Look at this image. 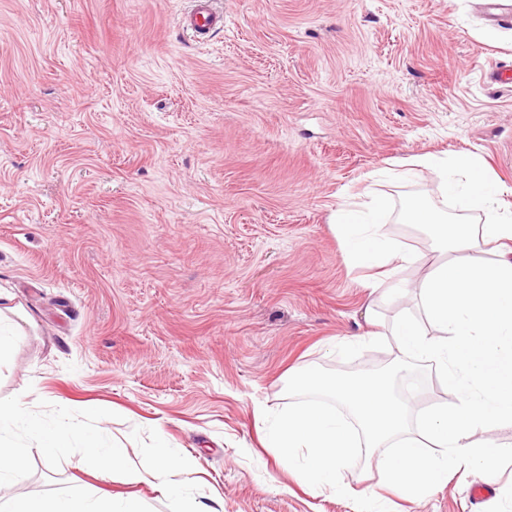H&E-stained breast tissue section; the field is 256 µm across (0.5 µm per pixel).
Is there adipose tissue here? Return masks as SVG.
<instances>
[{"label": "adipose tissue", "instance_id": "1", "mask_svg": "<svg viewBox=\"0 0 512 512\" xmlns=\"http://www.w3.org/2000/svg\"><path fill=\"white\" fill-rule=\"evenodd\" d=\"M402 165L431 170L461 210L483 216L482 223L470 224L423 200L408 201L405 223L434 227L437 248L453 257L419 282L425 322L401 311L389 332L370 335L389 342L400 356L429 360L437 379L448 386L449 400L416 413L396 396L388 373L349 380L317 371L295 377L297 386L328 400L289 407L265 441L302 484L335 487L341 470L380 448L387 451L386 484L405 497L442 484L465 463L478 465L486 480L496 476L502 451L475 434L512 423V209L501 200L506 188L485 176L472 154L445 162L414 157ZM384 211V201L373 198L360 209L336 213L332 222L349 262L367 272L364 287L386 281L392 291L403 292L407 284L398 279V270L415 257L383 239ZM488 250L495 260H479ZM12 301L0 290V359L33 322Z\"/></svg>", "mask_w": 512, "mask_h": 512}]
</instances>
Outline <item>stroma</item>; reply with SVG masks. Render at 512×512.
<instances>
[{
    "label": "stroma",
    "instance_id": "35a3bbf8",
    "mask_svg": "<svg viewBox=\"0 0 512 512\" xmlns=\"http://www.w3.org/2000/svg\"><path fill=\"white\" fill-rule=\"evenodd\" d=\"M485 0H220L224 28L189 36L190 0H0V289L33 317L0 362V398L104 408L102 432L153 429L191 458L199 497L224 512H512V424L494 482L469 467L405 499L381 455L339 489L302 486L264 433L315 393L292 376L392 365L361 342L367 309L416 319L419 298L362 287L330 217L371 190L384 237L415 253L399 279L438 263L430 229L403 223L417 198L455 212L428 171L379 177L397 159L470 153L509 187L512 23ZM34 471L15 496L95 477L80 455ZM489 485L476 502L473 487Z\"/></svg>",
    "mask_w": 512,
    "mask_h": 512
}]
</instances>
